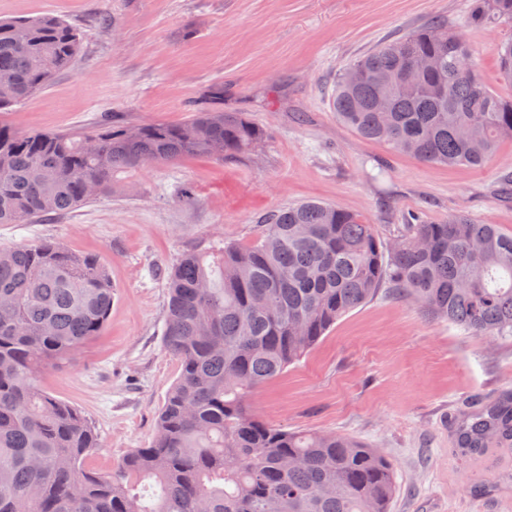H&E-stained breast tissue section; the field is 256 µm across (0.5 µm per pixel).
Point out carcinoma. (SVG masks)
<instances>
[{
    "instance_id": "cac0c4a2",
    "label": "carcinoma",
    "mask_w": 512,
    "mask_h": 512,
    "mask_svg": "<svg viewBox=\"0 0 512 512\" xmlns=\"http://www.w3.org/2000/svg\"><path fill=\"white\" fill-rule=\"evenodd\" d=\"M471 22H512V0H474ZM80 49L59 16L0 19V87L12 90L0 114L48 87ZM422 55L439 70L406 81ZM465 58L468 43L433 21L341 71L333 110L360 138L426 165L480 168L512 139V95L475 63L464 71ZM355 69L367 79L351 82ZM498 70L511 84L512 39ZM265 137L224 109L221 86L178 124L104 114L80 130L20 133L0 122V224H38L109 196L119 173L188 155L245 157ZM167 284L163 346L180 373L152 445L96 473L94 427L38 378L100 335L112 311L109 268L59 243L0 247V512H388L395 484L381 449L273 426L249 395L382 288L474 336L512 339V233L463 213L410 224L388 245L359 215L306 201L272 214L248 245L184 252ZM454 438L463 457L511 441L512 397L468 416Z\"/></svg>"
}]
</instances>
